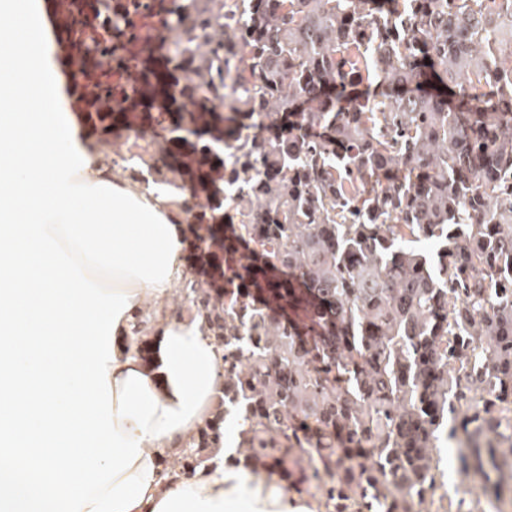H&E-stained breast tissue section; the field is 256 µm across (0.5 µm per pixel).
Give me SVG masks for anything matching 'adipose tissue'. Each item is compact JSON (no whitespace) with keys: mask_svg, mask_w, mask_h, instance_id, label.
Masks as SVG:
<instances>
[{"mask_svg":"<svg viewBox=\"0 0 512 512\" xmlns=\"http://www.w3.org/2000/svg\"><path fill=\"white\" fill-rule=\"evenodd\" d=\"M0 89L48 112L0 114V512H291L287 495L205 468L164 473L224 384L221 349L134 316L184 269L164 196L98 164L62 89L38 0H0Z\"/></svg>","mask_w":512,"mask_h":512,"instance_id":"1","label":"adipose tissue"}]
</instances>
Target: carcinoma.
Wrapping results in <instances>:
<instances>
[{
  "instance_id": "obj_1",
  "label": "carcinoma",
  "mask_w": 512,
  "mask_h": 512,
  "mask_svg": "<svg viewBox=\"0 0 512 512\" xmlns=\"http://www.w3.org/2000/svg\"><path fill=\"white\" fill-rule=\"evenodd\" d=\"M55 6L92 102L127 109L86 113L96 145L152 128L194 250L228 264L188 283L224 389L180 473L218 460L232 418L229 464L317 512H417L448 441L493 486L512 455V0ZM157 56L176 80L148 87Z\"/></svg>"
}]
</instances>
